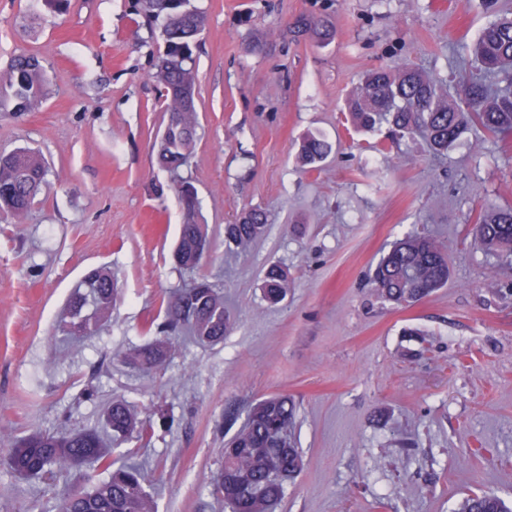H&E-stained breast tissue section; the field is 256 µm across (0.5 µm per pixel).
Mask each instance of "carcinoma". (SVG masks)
<instances>
[{
    "label": "carcinoma",
    "mask_w": 512,
    "mask_h": 512,
    "mask_svg": "<svg viewBox=\"0 0 512 512\" xmlns=\"http://www.w3.org/2000/svg\"><path fill=\"white\" fill-rule=\"evenodd\" d=\"M143 10L163 19L168 49L158 52L154 78L161 87L168 112L166 139L157 143L156 160L171 175L180 198L185 220L181 224L174 260L191 270L211 251V241L196 209V191L181 176L189 165L197 143L196 108L177 111L171 101L183 87H196V58L193 34L205 26V15L194 0H140ZM313 31L319 38L328 30L307 18L293 24L294 32ZM475 67L496 76L503 88L495 96L488 87L471 81L455 94L444 91L433 79L405 66L391 72L373 69L347 98L346 111L352 124L366 132L384 125L394 137L424 135L434 151L445 153L470 126L501 139L512 137V18H498L483 28L473 46ZM46 71L40 58L19 54L9 68L6 93L0 96V110L27 112L44 95ZM332 146L322 137L306 136L299 148L302 165L322 162ZM45 167L34 153L18 150L0 156V216L21 219L45 182ZM267 229V215L249 208L231 224L224 225V242L245 251ZM473 236L496 263L512 266V207L493 208L479 215ZM376 295L396 304L411 305L448 283V247L425 235L409 234L396 241L382 255L370 276ZM288 272L278 265L268 267L262 277L264 300L276 305L288 294ZM117 293L112 273L89 272L70 297L65 326L74 336L94 334L112 310ZM232 322L224 308V293L206 278L177 290L168 298L164 320L155 326L158 337L137 347L133 361L146 373L161 367L170 356L169 336L183 329L201 341L224 339ZM296 413L294 399L276 394L259 400L247 411L245 420L224 447V462L210 477L214 493L224 499L225 512H273L285 495L288 482L301 470L302 459L290 429ZM150 433V424L121 401L107 408L102 428L74 431L35 430L10 449L0 465L25 478L51 481L75 467L96 465L107 477L90 490L71 487L64 493L59 512H157L150 492L147 471L137 463L112 467V449L104 437L122 442L136 434ZM458 512H512L498 496L469 495Z\"/></svg>",
    "instance_id": "1"
}]
</instances>
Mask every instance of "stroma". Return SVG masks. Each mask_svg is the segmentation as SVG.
Returning a JSON list of instances; mask_svg holds the SVG:
<instances>
[{
  "instance_id": "obj_1",
  "label": "stroma",
  "mask_w": 512,
  "mask_h": 512,
  "mask_svg": "<svg viewBox=\"0 0 512 512\" xmlns=\"http://www.w3.org/2000/svg\"><path fill=\"white\" fill-rule=\"evenodd\" d=\"M195 186L212 241L196 273L172 259L182 210L155 162L168 114L152 78L159 22L136 0H70L28 29L42 0H0V78L40 56L48 91L0 112V154L39 152L48 186L21 220H0V457L36 429L93 426L112 401L151 417V439L115 449L153 477L158 512H224L210 476L229 411L285 393L303 465L277 512H458L470 494L512 504V267H493L471 228L512 206V140L465 130L447 156L424 138L357 132L345 100L370 69L412 66L456 91L475 75L470 46L512 0H195ZM302 16L332 24L291 39ZM316 134L315 171L297 158ZM262 208L266 235L228 251L224 226ZM408 234L448 246L445 287L405 306L368 277ZM287 269L268 305L265 269ZM117 279L100 332L67 343L58 315L90 270ZM224 290L234 325L215 345L173 337L166 364L126 361L161 302L193 275ZM94 396H87V389ZM61 483L0 468V512H57ZM332 151V146L322 137L306 136L299 148L298 158L303 166H314L322 162ZM288 272L278 265L269 266L263 273L261 290L264 300L276 305L288 294Z\"/></svg>"
}]
</instances>
